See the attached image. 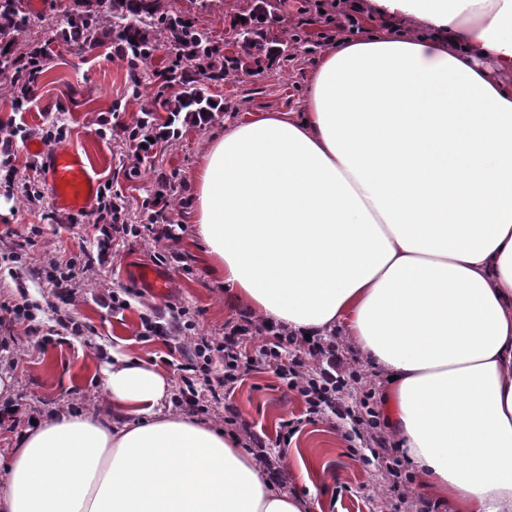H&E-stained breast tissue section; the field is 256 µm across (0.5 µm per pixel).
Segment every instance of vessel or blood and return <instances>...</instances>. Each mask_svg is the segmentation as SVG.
<instances>
[{
  "instance_id": "vessel-or-blood-1",
  "label": "vessel or blood",
  "mask_w": 512,
  "mask_h": 512,
  "mask_svg": "<svg viewBox=\"0 0 512 512\" xmlns=\"http://www.w3.org/2000/svg\"><path fill=\"white\" fill-rule=\"evenodd\" d=\"M29 151L37 157L60 210L79 212L89 208L97 194L99 171L84 148L63 144L45 153L34 142L30 144Z\"/></svg>"
}]
</instances>
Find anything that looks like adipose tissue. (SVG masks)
I'll use <instances>...</instances> for the list:
<instances>
[{
  "label": "adipose tissue",
  "instance_id": "adipose-tissue-1",
  "mask_svg": "<svg viewBox=\"0 0 512 512\" xmlns=\"http://www.w3.org/2000/svg\"><path fill=\"white\" fill-rule=\"evenodd\" d=\"M298 112L226 124L193 222L236 305L341 329L374 369L409 468L457 512H512V0H353ZM111 414L20 435L0 512H305L237 435L161 410L116 358Z\"/></svg>",
  "mask_w": 512,
  "mask_h": 512
}]
</instances>
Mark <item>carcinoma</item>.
I'll use <instances>...</instances> for the list:
<instances>
[{
	"instance_id": "1",
	"label": "carcinoma",
	"mask_w": 512,
	"mask_h": 512,
	"mask_svg": "<svg viewBox=\"0 0 512 512\" xmlns=\"http://www.w3.org/2000/svg\"><path fill=\"white\" fill-rule=\"evenodd\" d=\"M280 0H255L249 12L233 17L232 29L236 43L246 55L268 58L288 51V38L284 20L279 15ZM112 32L135 54L155 51L164 43L169 49L185 50L207 60L212 53L211 39L180 13L169 10L163 0H112ZM64 41L96 42L99 39V19L79 16L67 19V27L56 32ZM202 78L193 74L176 82L179 87L171 111L175 113H201L210 108V99L204 95L199 83Z\"/></svg>"
}]
</instances>
